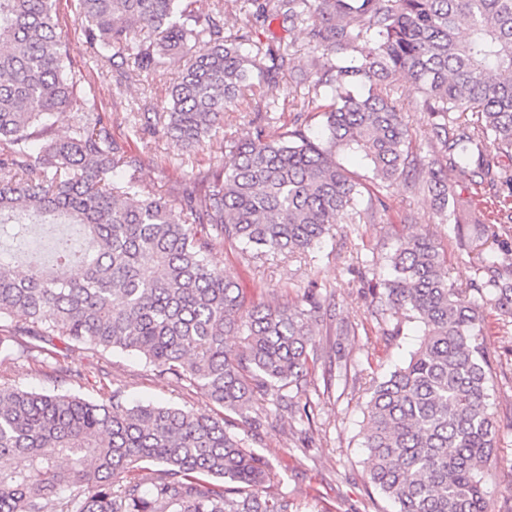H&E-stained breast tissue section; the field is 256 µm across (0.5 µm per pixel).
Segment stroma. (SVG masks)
<instances>
[{
	"instance_id": "1",
	"label": "stroma",
	"mask_w": 512,
	"mask_h": 512,
	"mask_svg": "<svg viewBox=\"0 0 512 512\" xmlns=\"http://www.w3.org/2000/svg\"><path fill=\"white\" fill-rule=\"evenodd\" d=\"M54 10L72 64L83 73L87 94L111 112L112 133L118 141L126 140L128 113L166 111L170 89L184 68L180 56H167L136 80L117 74L107 81L99 79L78 34L76 0H54ZM241 29L253 37L252 43L244 45V52L256 54V42L271 41L288 49L293 67L279 72L275 88L262 84L244 88L239 105L224 112L214 135L218 142L228 135L238 140L248 138L260 116L291 113L312 90L311 81L301 78L310 71L314 58L303 25L280 18L266 21L251 0H224L225 35H236ZM396 85L398 106L409 119L423 163L414 177L402 178L386 190L385 210L361 224L337 225L335 237L326 239L322 248L285 259L252 261L229 242L214 246L209 255L213 265L235 275L251 306L294 303L312 288L335 296V320H324L318 328L322 339L338 342L341 366L335 371L329 393L311 400L312 444L305 448L293 442L294 432L301 428L298 416L278 410L268 396L259 397L255 404L264 425L249 439L251 449L270 464L275 491L297 505L299 512H392L391 505L367 482V454L361 446L364 408L373 379L408 361L421 338V328L418 322L407 320L401 336H386L387 324L374 316L375 305L359 274V261L384 263L397 237L419 235L443 249L448 257V279L456 287L464 289L474 282L476 268L491 251L499 257L498 274L512 278V222L503 220L511 209L506 199L512 191L504 186L477 189L458 172H449V193L480 200L485 223L473 224L465 215L441 220L429 194L420 189L431 180L432 161L437 155L429 138L430 119L421 107L423 93L403 77ZM131 148L143 161L136 173L139 183L173 199L180 198L192 173H216L224 163L221 154L206 151L193 164H179L173 143L148 130L141 132ZM340 322L351 326V333L338 334L336 325ZM483 333L492 350L494 371L492 403L499 426L495 463L505 473L512 470V319L488 307ZM63 368L74 370V378H61ZM0 384L36 392H66L93 401L104 400L119 387L132 401L173 404L210 415L219 411L205 390L160 381L137 355L102 353L85 346L62 350L41 363L0 358Z\"/></svg>"
}]
</instances>
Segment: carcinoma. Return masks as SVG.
Segmentation results:
<instances>
[{"label": "carcinoma", "instance_id": "obj_1", "mask_svg": "<svg viewBox=\"0 0 512 512\" xmlns=\"http://www.w3.org/2000/svg\"><path fill=\"white\" fill-rule=\"evenodd\" d=\"M181 0H77L78 27L96 65L121 69L125 55L147 71L168 55L187 60L165 112L141 113L181 155L204 150L224 110L257 78L276 85L292 58L271 48L269 68L224 36V11L179 9ZM270 20L306 26L327 56L313 85L322 131L300 108L269 135L267 124L230 143L218 178L184 199L114 178L141 158L112 135L111 116L80 92L83 76L56 31L52 0H0V228L21 239L61 218L85 244L53 238L50 256L0 252V355L38 358L47 345L134 351L162 380L207 391L224 412L254 428L255 397L311 420L294 398L318 366L331 386L337 344L319 338L323 296L252 307L208 254L231 240L245 256L305 252L338 224L386 207L338 156L356 155L378 188L417 169L404 113L393 98L403 76L424 93L438 146L428 185L439 214L472 202L449 197L448 171L475 186L504 183L487 146L512 153V0H263ZM470 36L457 37L460 22ZM75 113L64 137L55 117ZM471 113L464 121L451 113ZM82 276L69 275L72 268ZM388 275L367 280L377 313L422 324L402 367L373 381L364 412L369 482L396 512H488L500 475L491 461L497 426L493 374L482 332L485 304L448 281L445 255L426 237L396 243ZM477 295H497L512 317V282L490 277ZM241 336L240 345L229 342ZM0 512H292L267 490L270 473L248 438L223 417L175 405L131 404L114 389L103 402L0 386ZM140 477L126 479L132 469Z\"/></svg>", "mask_w": 512, "mask_h": 512}]
</instances>
